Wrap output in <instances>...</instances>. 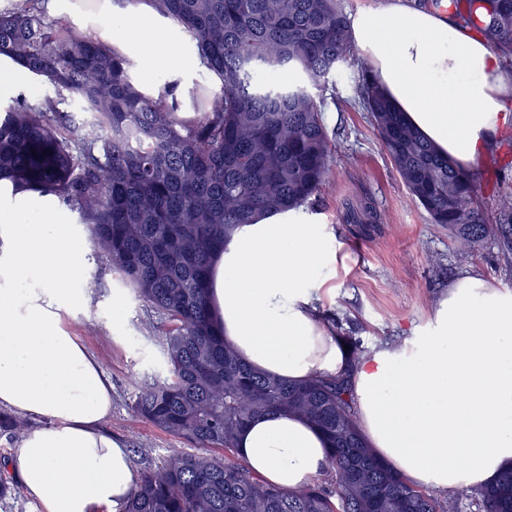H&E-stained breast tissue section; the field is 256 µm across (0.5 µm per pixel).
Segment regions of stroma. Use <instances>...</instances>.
<instances>
[{
	"mask_svg": "<svg viewBox=\"0 0 512 512\" xmlns=\"http://www.w3.org/2000/svg\"><path fill=\"white\" fill-rule=\"evenodd\" d=\"M367 65L361 57L349 59L320 92L334 152L318 198L298 212L304 223L322 226L325 249L337 255L328 273L333 290L323 295L318 320L336 340L351 341L363 352L385 342H403L426 326L449 284L464 275L477 274L494 287L512 291V242L493 233L471 257L461 258L454 234L433 223L411 200L359 101ZM496 148L500 166L481 165L475 171L479 201L492 224L502 223L501 196L512 192V127L499 133ZM361 200L374 206V223L347 222L348 204ZM61 221L84 258L82 276L71 286L85 302L71 307L67 320L112 385L106 430L127 448L138 470L158 466L173 453L192 451L190 442L133 421V380L162 372L156 347L143 329L147 313L135 294L95 258L77 214L62 209ZM93 276L102 286L91 293L83 281Z\"/></svg>",
	"mask_w": 512,
	"mask_h": 512,
	"instance_id": "stroma-1",
	"label": "stroma"
}]
</instances>
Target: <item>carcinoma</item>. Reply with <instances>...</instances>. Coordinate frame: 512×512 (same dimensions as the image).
Masks as SVG:
<instances>
[{
	"label": "carcinoma",
	"mask_w": 512,
	"mask_h": 512,
	"mask_svg": "<svg viewBox=\"0 0 512 512\" xmlns=\"http://www.w3.org/2000/svg\"><path fill=\"white\" fill-rule=\"evenodd\" d=\"M148 5L178 25L217 87L183 114L170 81L136 83L138 63L83 34L41 0L0 8V56L54 95L0 105V192L51 195L77 213L94 255L150 312L165 376L136 383L132 417L207 453H176L137 474L122 512H459L378 459L356 423L350 372L299 383L261 373L224 342L209 305L208 271L233 229L308 205L329 171L323 88L354 56L337 0H115ZM512 67V0H448ZM291 78L283 80L282 75ZM381 145L411 199L446 224L466 255L492 230L473 173L454 166L403 118L376 80L361 88ZM70 100L83 118L59 110ZM310 420L326 436L330 492L263 483L236 453L256 416ZM479 512H512V466L477 489Z\"/></svg>",
	"instance_id": "carcinoma-1"
}]
</instances>
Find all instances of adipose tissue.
I'll use <instances>...</instances> for the list:
<instances>
[{"instance_id":"ef3b65f1","label":"adipose tissue","mask_w":512,"mask_h":512,"mask_svg":"<svg viewBox=\"0 0 512 512\" xmlns=\"http://www.w3.org/2000/svg\"><path fill=\"white\" fill-rule=\"evenodd\" d=\"M96 12L86 29L137 60L143 78L200 68L177 25L150 10H136L134 26L112 0ZM350 30L392 102L461 168L475 170L512 125V70L483 33L408 0L357 12ZM323 239L319 225L274 215L238 225L212 261L209 301L224 340L262 373L298 382L349 368L314 304L313 275L331 261ZM0 241V406L43 420L15 459L24 488L38 512H118L135 474L102 428L112 385L65 319L80 250L57 203L33 192L0 202ZM352 368L362 435L412 485H484L512 465V291L464 276L427 326L371 347ZM236 448L285 491L329 464L322 432L295 414L254 418Z\"/></svg>"}]
</instances>
